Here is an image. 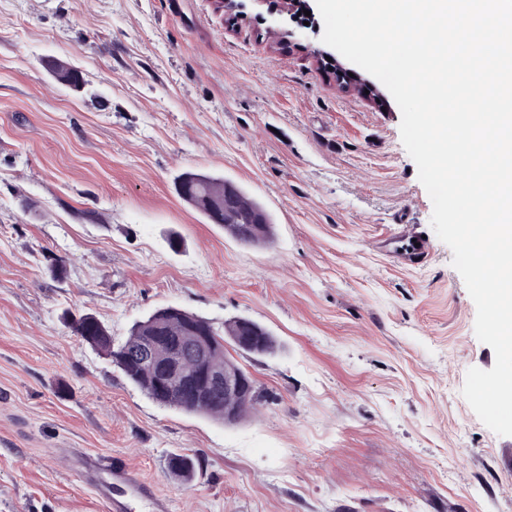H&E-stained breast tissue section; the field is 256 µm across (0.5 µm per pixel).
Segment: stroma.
<instances>
[{"label": "stroma", "mask_w": 512, "mask_h": 512, "mask_svg": "<svg viewBox=\"0 0 512 512\" xmlns=\"http://www.w3.org/2000/svg\"><path fill=\"white\" fill-rule=\"evenodd\" d=\"M303 24L274 0L233 19L214 0H0V512H105L68 448L123 459L172 512H512V436L461 393L495 353L400 109L340 86L312 55L322 21ZM186 171L240 187L273 242L188 206ZM414 233L420 262L394 248ZM167 306L276 336L272 355L224 344L263 396L254 416L157 404L60 319L94 313L120 343ZM174 454L199 457L191 485Z\"/></svg>", "instance_id": "stroma-1"}]
</instances>
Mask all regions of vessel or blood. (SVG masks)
I'll list each match as a JSON object with an SVG mask.
<instances>
[{
  "instance_id": "1",
  "label": "vessel or blood",
  "mask_w": 512,
  "mask_h": 512,
  "mask_svg": "<svg viewBox=\"0 0 512 512\" xmlns=\"http://www.w3.org/2000/svg\"><path fill=\"white\" fill-rule=\"evenodd\" d=\"M70 471L82 484L102 496L109 512H170L157 487L121 459L85 456L70 463Z\"/></svg>"
}]
</instances>
